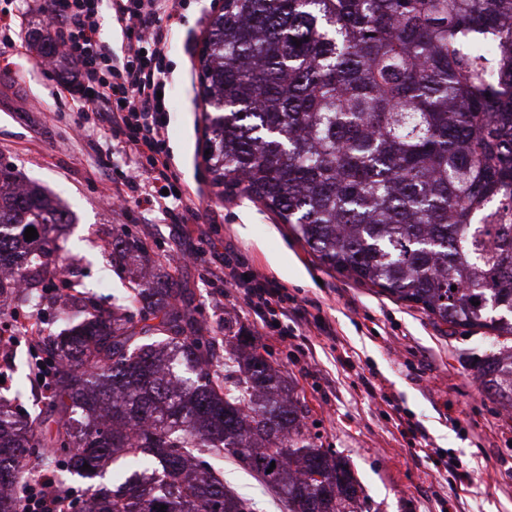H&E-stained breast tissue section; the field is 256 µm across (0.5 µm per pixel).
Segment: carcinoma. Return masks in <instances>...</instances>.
Wrapping results in <instances>:
<instances>
[{
	"label": "carcinoma",
	"mask_w": 512,
	"mask_h": 512,
	"mask_svg": "<svg viewBox=\"0 0 512 512\" xmlns=\"http://www.w3.org/2000/svg\"><path fill=\"white\" fill-rule=\"evenodd\" d=\"M37 52L62 57L51 30ZM200 64L219 195L260 202L328 270L512 336V0H224ZM68 223L0 164V300L41 297L44 230ZM176 295L168 273L141 285L137 321L68 295L46 408L23 420L0 406V512H20L35 451L84 482L78 512H255L205 460L225 452L287 512H362L358 481L311 441L255 339L224 335L214 368L216 337ZM477 381L512 404V349ZM111 458L125 464L100 486Z\"/></svg>",
	"instance_id": "carcinoma-1"
}]
</instances>
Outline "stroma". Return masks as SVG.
I'll use <instances>...</instances> for the list:
<instances>
[{"label":"stroma","instance_id":"stroma-1","mask_svg":"<svg viewBox=\"0 0 512 512\" xmlns=\"http://www.w3.org/2000/svg\"><path fill=\"white\" fill-rule=\"evenodd\" d=\"M182 25L173 43L168 88L172 164L192 188L200 212L218 217L210 227L216 246L229 245L260 272L285 286L307 309L296 336L278 342L259 335L253 315L227 288H214L204 264L192 262L199 244L194 224L166 223L161 211L112 210L109 168L129 164L107 130L73 136L84 117L71 97L58 93L69 77L61 61L47 76L34 45L48 18L26 0H0L15 18L11 41L0 43V160L26 181L49 191L70 213L60 263L69 279L104 309L124 303L139 267L173 272L190 310L211 335L225 324L256 337L261 353L288 377L308 409L309 435L349 464L361 486L365 512H512V414L481 393L474 378L479 359L497 354L491 331L435 323L417 305L380 288L326 270L289 225L240 195L217 196L204 160L210 136L202 107L199 53L224 0H182ZM143 247L135 263L112 261L122 235ZM327 332H320L315 319ZM38 349L28 339L0 346V382L36 402ZM377 390L367 394L360 377ZM420 426L427 452L409 449L401 431ZM224 484L250 498L255 512H286L284 502L231 456L216 458Z\"/></svg>","mask_w":512,"mask_h":512}]
</instances>
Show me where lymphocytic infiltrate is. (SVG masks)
<instances>
[{"mask_svg": "<svg viewBox=\"0 0 512 512\" xmlns=\"http://www.w3.org/2000/svg\"><path fill=\"white\" fill-rule=\"evenodd\" d=\"M37 9L50 18L74 69L61 93L75 96L80 111L95 113L133 160L130 173L119 179L126 189L122 203L161 209L174 224L199 223L198 209L170 167L166 103L158 97L170 83L166 52L182 21L176 0H40ZM106 20L121 29L126 50L113 51L102 33ZM195 256L206 260L211 284L237 291L264 335L287 338L288 317H303L283 288L234 249Z\"/></svg>", "mask_w": 512, "mask_h": 512, "instance_id": "1", "label": "lymphocytic infiltrate"}]
</instances>
